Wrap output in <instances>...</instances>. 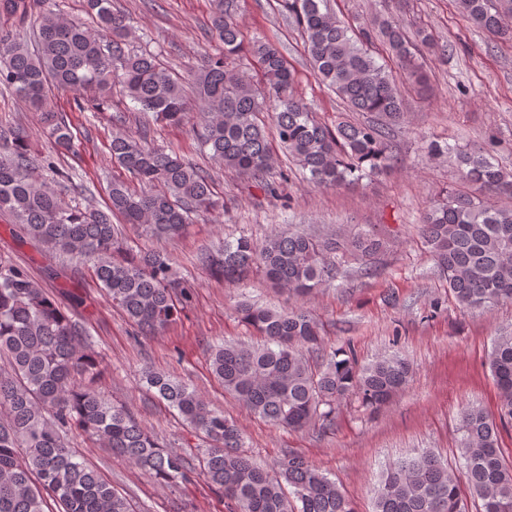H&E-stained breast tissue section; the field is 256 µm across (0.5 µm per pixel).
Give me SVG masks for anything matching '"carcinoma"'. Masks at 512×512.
Instances as JSON below:
<instances>
[{"label": "carcinoma", "instance_id": "obj_1", "mask_svg": "<svg viewBox=\"0 0 512 512\" xmlns=\"http://www.w3.org/2000/svg\"><path fill=\"white\" fill-rule=\"evenodd\" d=\"M288 21L301 34L319 83L351 112L377 121L317 120L297 95L293 70L268 41L244 44L233 0H215L211 39L221 52L198 68L200 102L192 129L212 160L280 196L293 174L272 176L277 155L264 117H270L279 149L313 184L341 187L394 165L389 137L405 120L399 82L379 53V41L395 59L405 81L425 90L430 76L421 48L431 36L409 38L403 20L381 16L374 26L352 27L330 11L327 0H280ZM474 27L512 41V0H455ZM108 34H92L77 19L40 14L38 46L32 52L16 30L35 15V0H0V19L14 29L0 31V84L40 116L55 143L74 147L68 117L52 107V88L73 95V109L98 110L119 84L125 97L155 120H187L180 78L152 52L130 50L134 32L112 0H84ZM252 57L261 84L238 64ZM112 162L129 179L112 177L106 209H92L61 197L54 185L69 171L28 150L24 136L0 129V212L51 257L93 263L100 288L113 307L144 336L165 330L190 298L170 256L136 252L125 225L156 237L174 238L202 214L219 209L209 172L154 144L147 129L116 131ZM460 179L470 193L450 188L425 212L423 244L448 282V293L467 311L512 301V208L488 203L484 195H512V175L475 151L457 152ZM122 223L116 224L113 219ZM383 241L371 230L350 237L291 232L279 226L257 243L243 234L203 254L210 275L240 283L260 272L272 287L307 300L343 274L349 255L360 273L373 272ZM240 319L263 337L259 347L220 341L210 347V370L251 414L291 430L329 428L342 400L355 396L378 408L402 391L413 373L403 357L382 356L360 366L351 345H324L321 328L307 310L288 311L242 301ZM0 512H134L67 435L88 436L161 484L203 478L224 494L231 512H355L340 486L293 451L271 467L252 462L237 425L189 384L151 370L143 374L167 407L204 442L199 467L157 438L123 406L99 391L101 357L82 324L73 320L28 268L0 259ZM500 394L492 416L470 404L459 415L458 466L431 452L389 463L374 497L373 512H467L463 491L481 501L480 512H512V461L499 444L512 427V331L493 339L487 356Z\"/></svg>", "mask_w": 512, "mask_h": 512}]
</instances>
